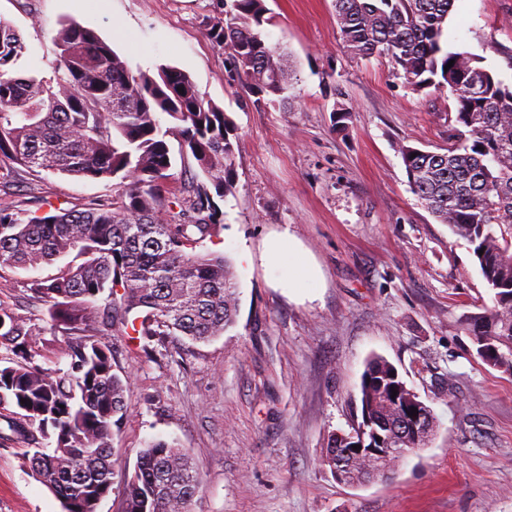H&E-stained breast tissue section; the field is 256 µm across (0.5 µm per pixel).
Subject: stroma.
<instances>
[{"instance_id": "obj_1", "label": "stroma", "mask_w": 512, "mask_h": 512, "mask_svg": "<svg viewBox=\"0 0 512 512\" xmlns=\"http://www.w3.org/2000/svg\"><path fill=\"white\" fill-rule=\"evenodd\" d=\"M218 0H0L23 35L25 72L48 76L60 22L93 28L132 71L170 65L224 109L236 139L235 187L214 197L224 227L200 252H221L239 283L234 327L207 343H145L118 325L106 336L128 377L127 413L112 434L111 493L98 512H123L122 485L152 441L189 449L200 480L193 512H512V376L486 365L466 330L489 300L468 244L412 193L403 145H448V89L415 91L386 57L343 46L333 0H266L270 44L291 57L292 110L260 105L207 36ZM122 32H115L114 21ZM447 49L480 58L512 86V0H455ZM351 110L336 127L337 104ZM113 181L12 173L0 202L34 212L111 197ZM289 231L317 268L279 288L261 259ZM0 269V301L29 325L34 365L70 368L69 336L51 330L29 278ZM380 355L434 412L429 447L384 481L344 485L324 464V440L349 430L351 399ZM0 415V512H62L33 474L24 443Z\"/></svg>"}]
</instances>
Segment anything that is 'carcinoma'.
<instances>
[{
	"label": "carcinoma",
	"instance_id": "obj_1",
	"mask_svg": "<svg viewBox=\"0 0 512 512\" xmlns=\"http://www.w3.org/2000/svg\"><path fill=\"white\" fill-rule=\"evenodd\" d=\"M334 3L352 55L387 56L414 90L446 87L456 99L460 129L446 152L403 144L399 153L411 191L471 246L489 286L491 304L466 322L477 356L512 374V87L472 54L445 48L444 24L454 0ZM221 5L207 36L258 100L288 107L297 95L291 93L288 55L265 38L272 17L264 0ZM56 44L51 76L20 73L23 37L0 21V162L36 177L117 179L119 189L110 199L51 206L41 215L0 203V268H37L73 255L56 274L30 280L28 290L48 305L50 327L75 337L70 370L44 371L33 365L29 349L36 328L0 302V336L14 342V358L0 365V408H16L9 429L28 446L33 472L63 512H97L112 491V427L126 413L127 386L113 372L109 345L97 336L127 324L133 311L134 331L161 343L179 336L208 342L235 324L231 262L197 251L222 227L208 187L219 195L232 192L235 147L224 111L205 101L178 68L162 65L156 77L135 74L94 29L74 22L61 24ZM170 137L181 141L206 178L177 212L178 196L160 188L172 167ZM401 383L386 359L366 364L357 427L366 428L365 447L389 452L348 464L345 482L390 471L430 442L436 419L429 407L420 408L426 429L411 433L415 403ZM48 438L54 446L42 447ZM349 446L330 434L323 461L336 468ZM198 488L190 452L153 442L124 476V512H192Z\"/></svg>",
	"mask_w": 512,
	"mask_h": 512
}]
</instances>
